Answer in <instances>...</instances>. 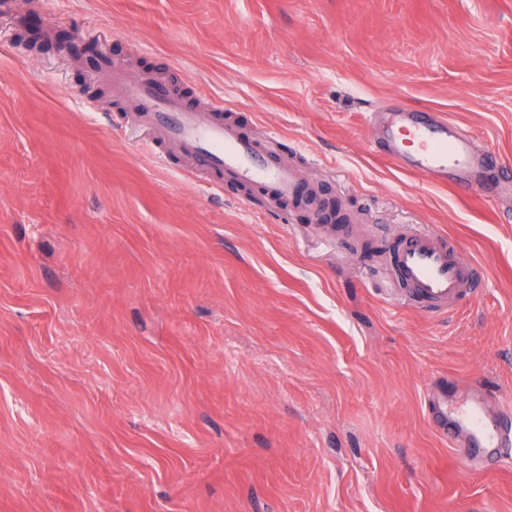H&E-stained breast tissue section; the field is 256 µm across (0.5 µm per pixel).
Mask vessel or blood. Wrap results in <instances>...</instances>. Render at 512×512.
Returning <instances> with one entry per match:
<instances>
[{
    "mask_svg": "<svg viewBox=\"0 0 512 512\" xmlns=\"http://www.w3.org/2000/svg\"><path fill=\"white\" fill-rule=\"evenodd\" d=\"M98 71L114 95L126 104L148 135L149 147L167 167L186 162L197 179H212L214 188L244 187L257 191L273 208L287 212L292 203H314L322 189L299 165L277 150L279 140H258L243 131L239 117L222 104L192 99L173 88L162 74L136 72L108 55H100ZM363 121L374 130V152L398 169L462 196L478 195L494 202L512 197V179L488 187L481 176L497 155L478 148L470 132L441 112H384L373 109ZM393 283L404 301L426 312L453 309L479 294L483 270L465 258L456 241L430 230L409 229L387 236ZM492 387L477 383L463 406L435 393L426 410L437 432L447 439L459 464L490 471L512 447V406L490 408Z\"/></svg>",
    "mask_w": 512,
    "mask_h": 512,
    "instance_id": "b4317fda",
    "label": "vessel or blood"
}]
</instances>
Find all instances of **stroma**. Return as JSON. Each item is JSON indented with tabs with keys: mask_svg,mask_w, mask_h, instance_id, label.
<instances>
[{
	"mask_svg": "<svg viewBox=\"0 0 512 512\" xmlns=\"http://www.w3.org/2000/svg\"><path fill=\"white\" fill-rule=\"evenodd\" d=\"M0 0V512H512L428 394L512 398V205L371 148L367 104L447 112L512 160V0ZM305 147L334 214L167 169L84 46ZM484 269L437 315L379 227Z\"/></svg>",
	"mask_w": 512,
	"mask_h": 512,
	"instance_id": "35a3bbf8",
	"label": "stroma"
}]
</instances>
